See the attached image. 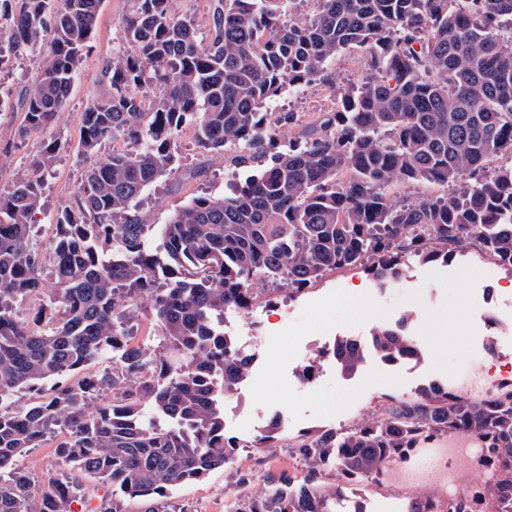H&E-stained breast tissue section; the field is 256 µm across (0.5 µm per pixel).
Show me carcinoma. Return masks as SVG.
<instances>
[{"label": "carcinoma", "instance_id": "obj_1", "mask_svg": "<svg viewBox=\"0 0 512 512\" xmlns=\"http://www.w3.org/2000/svg\"><path fill=\"white\" fill-rule=\"evenodd\" d=\"M207 39L173 0H132L125 45L100 72L107 94L82 116L85 171L58 216L49 258L30 242L42 173L62 142L50 137L30 172L0 193V512H70L81 477L107 486L95 512H178L173 488L201 481L239 447L224 433V399L252 360L224 331V315L252 307L254 285L296 295L326 272L362 266L384 288L405 278L403 258L448 264L470 248L512 269V0H315L290 22L288 0H210ZM101 0H0V47L15 55L49 43L25 89L20 135L44 130L67 105L97 26ZM370 50L369 74L338 89L332 107L304 122L264 109L285 88L322 81L346 47ZM301 128L284 148L277 128ZM199 147L237 148L247 171L222 196H198L165 224H150L144 192L172 170L183 129ZM124 147L103 162V143ZM394 183L447 189L406 202ZM53 281L52 294L45 281ZM156 343L131 323L145 305ZM382 361H419L407 318L371 333ZM112 370L63 378L106 357ZM329 357L355 375L364 345L341 337ZM53 383L47 400H22ZM483 442L485 477L443 505L414 512H512V388L488 401L430 383L350 430L300 441L301 482L239 512H335L345 485L388 469L434 435ZM58 434L69 477L47 473L39 497L17 459ZM336 472V485L317 483Z\"/></svg>", "mask_w": 512, "mask_h": 512}]
</instances>
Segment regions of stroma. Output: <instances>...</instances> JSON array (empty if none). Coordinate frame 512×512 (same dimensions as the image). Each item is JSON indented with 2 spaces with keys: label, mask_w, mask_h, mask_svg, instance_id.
<instances>
[{
  "label": "stroma",
  "mask_w": 512,
  "mask_h": 512,
  "mask_svg": "<svg viewBox=\"0 0 512 512\" xmlns=\"http://www.w3.org/2000/svg\"><path fill=\"white\" fill-rule=\"evenodd\" d=\"M130 0H102L91 48L74 79L66 108L49 131L19 138L23 115L15 104L18 92L38 78L45 50L9 57L0 65V192L29 170L49 136L63 148L44 173L41 207L33 215L32 242L49 254L58 215L70 204L83 173L78 153L81 115L87 105L105 93L100 71L112 52L124 43V20ZM335 85L314 82L285 89L271 101V112H295L312 120L328 109L333 86L361 83L368 72V52L362 47L339 51L326 64ZM175 168L149 187L142 208L150 223H166L171 214L198 195L220 196L244 172L223 153L199 147L193 129L178 141ZM406 277L397 285L380 288L361 267L328 272L296 296L258 289L252 309L227 313L225 330L236 336L252 359L248 375L224 401L225 434L238 444L234 461L203 481L172 490L182 512H236L243 499L263 494L269 481L287 475L303 480L307 470L294 447L304 437L327 429H351L367 415L376 414L393 399L409 396L419 387L437 382L453 385L458 372L469 371L491 380L504 378L500 359L512 357V321L493 324L492 311L504 293H512V270L477 250H467L449 265L404 260ZM363 287L369 315L354 320L349 294ZM409 315L408 329L423 349L422 361L388 365L367 355L357 374L344 376L333 362L322 363L318 374L303 380L302 372L315 355L337 337L368 339L380 325ZM344 415H337V407ZM284 425L276 447L257 448L274 416ZM422 448H411L405 460L381 474L357 483L347 492L345 512H410L412 505L441 493L438 478L448 467L439 460L436 477L424 480Z\"/></svg>",
  "instance_id": "stroma-1"
}]
</instances>
